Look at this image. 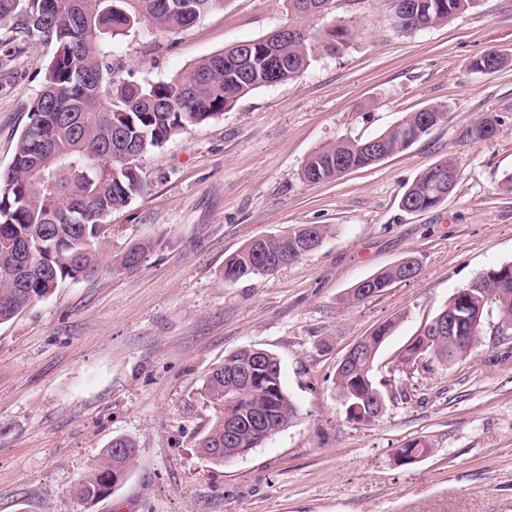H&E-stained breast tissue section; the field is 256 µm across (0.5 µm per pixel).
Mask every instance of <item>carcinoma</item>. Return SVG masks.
<instances>
[{"label": "carcinoma", "mask_w": 512, "mask_h": 512, "mask_svg": "<svg viewBox=\"0 0 512 512\" xmlns=\"http://www.w3.org/2000/svg\"><path fill=\"white\" fill-rule=\"evenodd\" d=\"M174 0H0V20H13L27 36L57 45L48 63L41 90L28 106L27 124L16 145L11 164L0 170V324L21 313L34 300L50 295L66 281L94 275L104 253L103 220L141 193L145 183L139 157L184 135L191 128L224 114L241 98L261 87L282 84L301 76L315 55L335 56L351 43L352 29L335 24L318 30L310 16L291 10L289 25L297 30L272 31L193 64L184 74L167 81L139 79L114 57V44L148 21L160 34L193 26L224 0H184L177 10ZM416 18L399 25L403 32H419L445 24L475 6L477 0H413ZM248 68L239 64L241 51ZM441 124L448 119L442 106H430L402 117L378 138L388 157L398 154L430 133L424 117ZM495 115L481 117L471 128L477 142L494 136ZM362 140L340 139L314 151L306 159L302 176L311 184L339 178L346 165H370L372 154L360 149ZM133 149L137 158L125 164L119 152ZM456 171L446 157L419 174L400 201L413 212L437 207L448 195V175ZM329 233L325 224H301L284 235L255 240L257 252L242 249L224 261V281L237 282L272 275L267 261L293 264L310 254L304 244L318 242ZM152 249L150 241L131 243L120 265H140ZM419 266L393 265L357 282L349 292L362 301L385 291ZM446 307L460 314L457 332L450 336L425 325L405 345L400 361L406 365L429 358L444 366L465 358L480 342L484 315L497 311V330L512 335V264L495 266L456 291ZM392 325L375 329L359 342L358 353L338 365L336 390L344 400L349 420L371 423L386 406V392L374 378L376 355ZM255 348L241 349L224 359L203 385L204 395L217 407V416L203 436L201 447H224V459L241 448H256L267 436L289 427L298 407L283 387L278 358L257 362ZM253 370L251 381L238 376ZM231 402L236 431L226 435L222 407ZM263 420L267 436L254 427ZM122 456L107 447L99 467L75 490L82 500L105 496L114 482L135 464L133 439L122 437ZM429 447L413 440L397 450V461L408 464Z\"/></svg>", "instance_id": "carcinoma-1"}]
</instances>
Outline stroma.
<instances>
[{
    "label": "stroma",
    "mask_w": 512,
    "mask_h": 512,
    "mask_svg": "<svg viewBox=\"0 0 512 512\" xmlns=\"http://www.w3.org/2000/svg\"><path fill=\"white\" fill-rule=\"evenodd\" d=\"M392 14L391 0H332L311 24L351 26L342 54L146 152L148 189L107 217L96 276L65 281L0 324V512H512V336H482L448 367L399 361L454 292L512 263V0H479L420 33L399 31ZM289 19L288 0H224L167 37L142 25L116 54L139 77L168 80ZM490 49L507 64L471 70ZM54 51L0 22V169ZM431 105L445 106L447 122L407 150L332 182L301 178L324 144L375 137ZM489 114L500 119L496 136L473 141ZM447 156L454 190L437 208L403 211L405 187ZM299 224L330 232L273 275L224 281L228 256ZM138 240L154 250L122 268ZM409 255L419 261L413 279L348 302L351 286ZM387 323L374 375L391 392L378 419L357 423L336 368ZM248 347L279 358L298 416L217 464L198 449L215 416L201 386ZM119 436L138 448L125 481L78 499ZM412 440L429 453L398 464L396 450Z\"/></svg>",
    "instance_id": "1"
}]
</instances>
